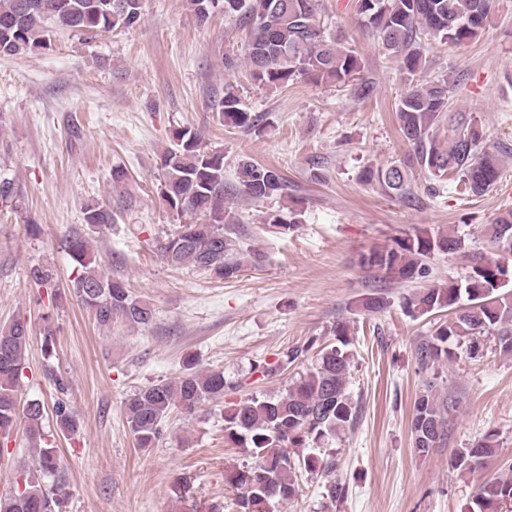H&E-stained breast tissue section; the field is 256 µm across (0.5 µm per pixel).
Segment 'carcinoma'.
<instances>
[{
    "mask_svg": "<svg viewBox=\"0 0 512 512\" xmlns=\"http://www.w3.org/2000/svg\"><path fill=\"white\" fill-rule=\"evenodd\" d=\"M0 0V57H13L34 49H45L56 29L86 35L133 29L144 14L143 0ZM494 0H356L355 9L364 27L389 55L410 73L422 63L425 43L435 39L464 46L478 38L489 24ZM196 22L207 24L215 9L234 17L248 29L247 64L255 81L265 86L286 87L300 78L313 83H348L364 69L351 50L328 37L321 24L320 0H188ZM220 120L232 127L257 126L252 113L240 99L227 91L217 104ZM402 139L413 147L411 159L385 167H368L362 178L375 182L388 194L411 195L409 165L415 163L432 180L453 176L464 191L475 195L488 192L502 176L501 155L480 148L478 126L464 124L452 129L448 142L437 133V125L448 112V82L415 86L396 106ZM172 147L162 156L165 171L160 198L178 215H200L202 223L182 224L163 245V262L198 266L215 278L234 277L241 263L234 260L231 214L224 211V155L208 153L200 146V134L190 128L171 133ZM237 189L255 200L275 196L284 189L285 178L274 167L242 157L236 167ZM20 195L13 180L0 177V207H19ZM85 224L94 231L113 223L112 210L102 205L84 209ZM485 236L499 255L479 258L465 284L426 288L403 301V308L424 315L448 309L454 317L440 326L416 348L420 369L455 356L451 345L467 339L466 354L482 356L484 337L497 338L502 354L512 355V293H501L500 282L512 262V210L485 225ZM464 241L451 234L422 232L376 247L359 257L360 267L375 269L386 277L415 280L428 273L427 260L437 252L462 249ZM73 259L83 269L75 281V295L90 308L104 326L120 318L131 325L147 326L154 316L151 303L132 296L126 285L93 267L88 241H71ZM338 344L319 351L315 365L273 398L245 396L224 407V444L242 448L247 461L224 475L236 489L238 512H270L273 503L294 499L299 478L304 474L329 475L336 471L333 455L299 454L308 445L323 447L336 432L357 419L358 405L347 393L350 358L347 327L337 324ZM29 340L28 322L18 318L0 327V432L9 434L24 423L30 439L42 438L45 406L33 400L18 409L17 390L24 368ZM301 356L292 349L276 362L267 364L262 375L272 376L288 368ZM224 372L201 371L197 361L184 363V371L135 391L125 402L131 433L141 448L151 447L161 435L163 423L178 410L193 414L204 402L224 397ZM454 405L427 386L414 403L411 431L418 455L426 456L444 440L448 414ZM59 430L74 433L77 420L69 403L59 398L53 405ZM499 456L494 435L457 450L453 469L473 474ZM51 484L43 485L39 477ZM61 459L52 448L39 450L38 472L23 479V488L0 497V512H59L65 501ZM512 502V478L493 477L484 481L467 507V512H499Z\"/></svg>",
    "mask_w": 512,
    "mask_h": 512,
    "instance_id": "obj_1",
    "label": "carcinoma"
}]
</instances>
